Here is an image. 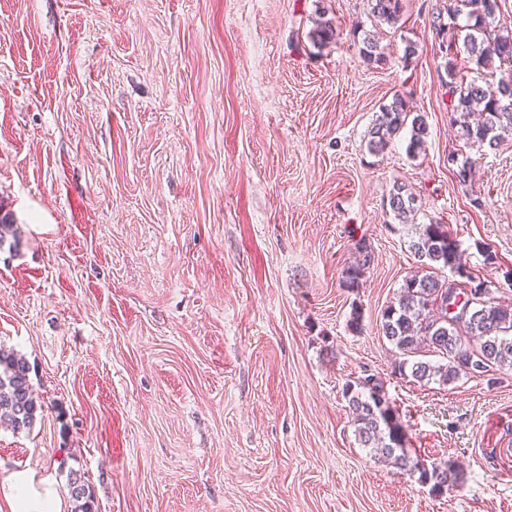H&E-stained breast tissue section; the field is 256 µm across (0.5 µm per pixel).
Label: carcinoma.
I'll use <instances>...</instances> for the list:
<instances>
[{"instance_id": "1", "label": "carcinoma", "mask_w": 512, "mask_h": 512, "mask_svg": "<svg viewBox=\"0 0 512 512\" xmlns=\"http://www.w3.org/2000/svg\"><path fill=\"white\" fill-rule=\"evenodd\" d=\"M501 0H439L431 13L430 29L444 37L448 31L462 40L467 56L464 65L445 66L452 122L460 126L459 137L481 153L498 150L500 131L512 129V33L496 28ZM368 14L379 24L393 25L402 16L403 0H367ZM332 20L320 18L309 32L313 45L322 48L337 39ZM364 59L385 60L375 36L362 38ZM509 64L494 84L467 79L471 67L488 69L494 63ZM402 131L409 134L407 151L418 154L426 143L428 123L422 113L406 109L396 97L383 106L369 131L368 150L378 154ZM389 214L400 224L415 223L421 203L406 185H393L387 198ZM419 261L436 263L454 270L462 280L452 283L431 272L404 280L396 302L381 314L379 331L402 357L398 370L419 383L438 381L449 385L462 376L484 377L493 368L512 370V305L497 300L486 281L472 275L461 262L459 245L448 227L438 222L419 224L409 244ZM365 240L356 243L355 261L344 270L343 286L360 288L373 262ZM443 355L446 363L432 364L420 359L426 350ZM27 362L17 354L0 349V424L15 432L31 428L42 410L28 381ZM360 444L370 448L409 477L429 481L438 491L459 486L465 475L449 461L443 469L411 456L408 430L397 406L382 382L372 375L348 381L344 388ZM72 512H94L90 487L70 472Z\"/></svg>"}]
</instances>
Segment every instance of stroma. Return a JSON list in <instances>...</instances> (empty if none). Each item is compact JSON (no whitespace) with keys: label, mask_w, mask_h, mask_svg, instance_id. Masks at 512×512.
<instances>
[{"label":"stroma","mask_w":512,"mask_h":512,"mask_svg":"<svg viewBox=\"0 0 512 512\" xmlns=\"http://www.w3.org/2000/svg\"><path fill=\"white\" fill-rule=\"evenodd\" d=\"M435 3L376 28L366 0H0V348L42 405L0 427V474L48 479L62 512L73 471L96 512H512V371L418 383L379 332L424 270L385 208L397 183L512 303V137L483 156L458 136ZM323 16L339 38L317 49ZM397 96L425 149L402 134L371 154ZM369 374L412 455L455 461L461 487L359 444L343 388ZM402 131L409 134L407 151L418 154L425 147L428 135L426 116L407 111L404 100L395 97L389 105L383 106L375 119L369 131L368 150L375 154L383 152L390 140ZM355 261L344 270L342 283L345 288L355 290L360 288L366 270L374 260L370 245L365 240L360 239L356 244Z\"/></svg>","instance_id":"obj_1"}]
</instances>
